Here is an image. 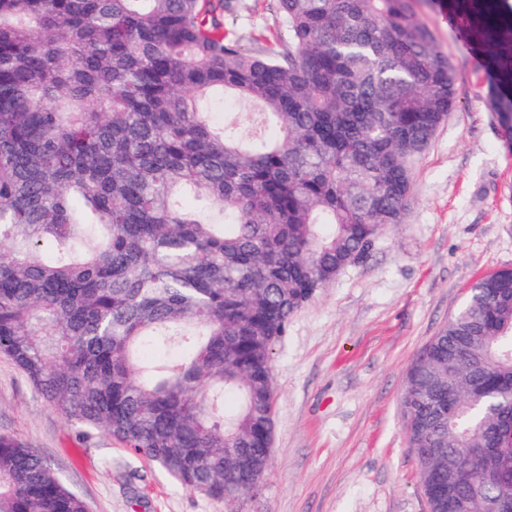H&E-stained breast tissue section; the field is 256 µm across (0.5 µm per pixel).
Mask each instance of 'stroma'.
Here are the masks:
<instances>
[{
	"mask_svg": "<svg viewBox=\"0 0 512 512\" xmlns=\"http://www.w3.org/2000/svg\"><path fill=\"white\" fill-rule=\"evenodd\" d=\"M418 18L456 66V106L412 163L405 221L295 314L272 347L271 463L237 509L182 488L107 434H83L0 356V433L38 448L89 512H428L405 430L406 373L477 278L512 268V152L490 74L436 0ZM252 51L282 49L274 0H226Z\"/></svg>",
	"mask_w": 512,
	"mask_h": 512,
	"instance_id": "1",
	"label": "stroma"
}]
</instances>
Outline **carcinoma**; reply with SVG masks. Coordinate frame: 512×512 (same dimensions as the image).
<instances>
[{"label":"carcinoma","mask_w":512,"mask_h":512,"mask_svg":"<svg viewBox=\"0 0 512 512\" xmlns=\"http://www.w3.org/2000/svg\"><path fill=\"white\" fill-rule=\"evenodd\" d=\"M413 2L277 0L288 47L250 53L224 0H0V354L46 403L187 489L228 505L259 490L272 345L403 223L414 158L456 106ZM442 5L484 54L511 150L512 0ZM213 89L273 133L213 127ZM187 189L220 222L187 211ZM157 341L183 353L143 365ZM403 406L434 512H506L512 269L475 282ZM0 512L87 505L0 434Z\"/></svg>","instance_id":"cac0c4a2"}]
</instances>
